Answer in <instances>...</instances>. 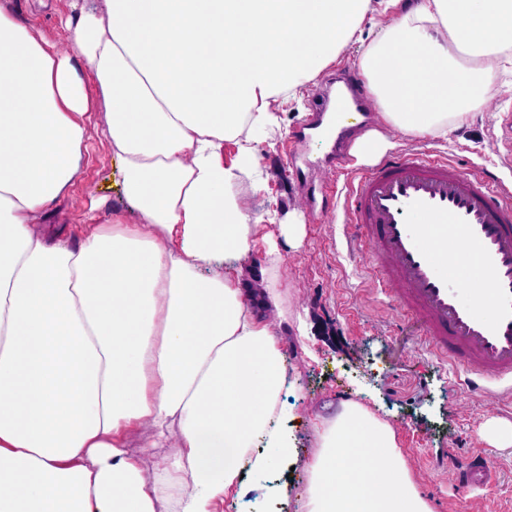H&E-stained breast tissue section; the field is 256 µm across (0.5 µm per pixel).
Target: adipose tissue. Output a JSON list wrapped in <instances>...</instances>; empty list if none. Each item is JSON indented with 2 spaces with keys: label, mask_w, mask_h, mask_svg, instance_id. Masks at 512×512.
<instances>
[{
  "label": "adipose tissue",
  "mask_w": 512,
  "mask_h": 512,
  "mask_svg": "<svg viewBox=\"0 0 512 512\" xmlns=\"http://www.w3.org/2000/svg\"><path fill=\"white\" fill-rule=\"evenodd\" d=\"M372 0H101L69 49L0 0V512H216L294 455L274 326L229 276L259 216L252 147L356 36ZM359 59L386 126L447 137L496 92L512 0H384ZM105 111L122 204L75 247L35 216ZM238 155L225 162L224 145ZM305 512H431L394 428L324 418Z\"/></svg>",
  "instance_id": "ef3b65f1"
}]
</instances>
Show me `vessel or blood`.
<instances>
[{
	"instance_id": "1",
	"label": "vessel or blood",
	"mask_w": 512,
	"mask_h": 512,
	"mask_svg": "<svg viewBox=\"0 0 512 512\" xmlns=\"http://www.w3.org/2000/svg\"><path fill=\"white\" fill-rule=\"evenodd\" d=\"M348 245L362 248L377 288L472 391L512 384V185L447 156L410 153L351 168L340 189ZM465 244L475 265L448 261ZM487 277L492 315L479 317L468 281ZM441 466L464 496L495 481L481 452L446 453Z\"/></svg>"
}]
</instances>
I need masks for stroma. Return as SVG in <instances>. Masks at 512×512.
Returning a JSON list of instances; mask_svg holds the SVG:
<instances>
[{
	"instance_id": "1",
	"label": "stroma",
	"mask_w": 512,
	"mask_h": 512,
	"mask_svg": "<svg viewBox=\"0 0 512 512\" xmlns=\"http://www.w3.org/2000/svg\"><path fill=\"white\" fill-rule=\"evenodd\" d=\"M72 4L73 0H11L22 20L53 41L61 38L60 20L71 13ZM386 22V16L368 13L360 42L345 47L328 72L343 67L359 72L365 45L380 35ZM500 82L495 97L470 113L448 138L404 137L385 127L372 102L367 105L365 128L384 133L388 154L428 149L455 160L462 169L483 166L512 180V151L504 147L505 118L512 113V75H502ZM324 87L319 78L300 88L296 98L276 102L279 128L253 144L267 179L258 190L246 180L236 188L251 213L275 210L281 218L280 223L258 227L237 273L245 282L259 277L262 288L273 289L277 298L269 311L287 370L288 391L282 402L295 448L286 512H304L306 464L317 451L319 419L336 401L354 396L393 426L418 490L433 512H512V447L496 448L478 436L480 426L490 419L512 422V402L497 386L472 393L458 385L452 370L436 361L389 299L371 292L361 256L346 249L343 218L336 213L337 172L314 155L312 146L304 148L311 156L310 174L326 188V195L310 204L294 179L288 142ZM103 125V112H90L82 169L68 194L37 216L34 227L39 234L76 245L90 224L111 222L120 192L110 178L112 151L101 135ZM292 224L298 227L293 238L288 235ZM446 448L461 455L475 449L485 453L497 471L495 483L458 497L451 473L429 464Z\"/></svg>"
}]
</instances>
